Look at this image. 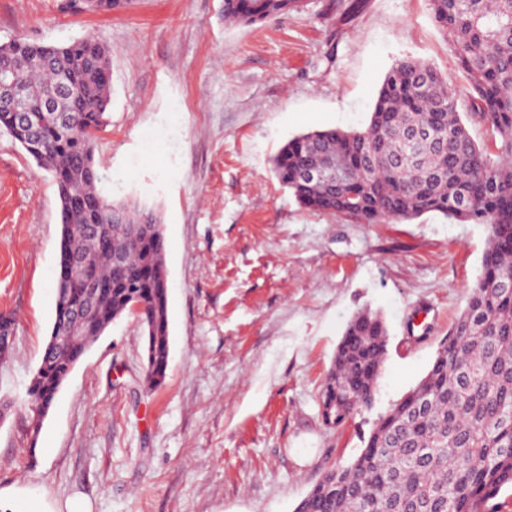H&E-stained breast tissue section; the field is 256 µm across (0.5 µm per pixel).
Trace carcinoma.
Here are the masks:
<instances>
[{"mask_svg": "<svg viewBox=\"0 0 512 512\" xmlns=\"http://www.w3.org/2000/svg\"><path fill=\"white\" fill-rule=\"evenodd\" d=\"M302 2L224 0V22L261 24ZM429 2L465 85L426 61L401 60L383 80L365 129L298 136L279 150L273 169L305 207L359 224L439 213L487 225L482 276L426 376L379 418L358 459L327 470L294 512H488V503L512 487V0ZM0 54L25 61L20 76L34 109L56 88L46 58L79 89L61 103L73 119L68 130L47 125L34 144L22 133L15 139L53 172L59 253L91 256L98 277L112 281V292L85 304L75 327L79 342L56 347L32 377L27 394L37 426L91 339L134 301L144 306L145 381L163 383L170 353L164 238L153 210L109 203L96 188V132L110 93L106 45L92 36L67 46L18 37L1 43ZM469 122L484 126L492 145L478 143ZM421 125L439 139L414 138ZM308 167L328 177L305 181L300 172ZM128 225L140 227L139 240L127 238ZM386 354L382 316L357 314L320 392L326 426L342 425L375 397Z\"/></svg>", "mask_w": 512, "mask_h": 512, "instance_id": "carcinoma-1", "label": "carcinoma"}]
</instances>
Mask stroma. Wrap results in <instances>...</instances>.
I'll return each mask as SVG.
<instances>
[{
    "label": "stroma",
    "instance_id": "stroma-1",
    "mask_svg": "<svg viewBox=\"0 0 512 512\" xmlns=\"http://www.w3.org/2000/svg\"><path fill=\"white\" fill-rule=\"evenodd\" d=\"M305 0L254 26L224 0H0V42L98 36L111 64L97 188L163 227L170 360L145 386L134 316L93 342L34 425L27 388L52 323L61 238L53 175L0 130V512H294L352 464L373 422L430 369L477 281L488 230L437 213L358 224L302 207L272 160L293 137L366 126L400 60L455 83L428 0ZM387 355L371 409L331 428L319 393L357 312Z\"/></svg>",
    "mask_w": 512,
    "mask_h": 512
}]
</instances>
